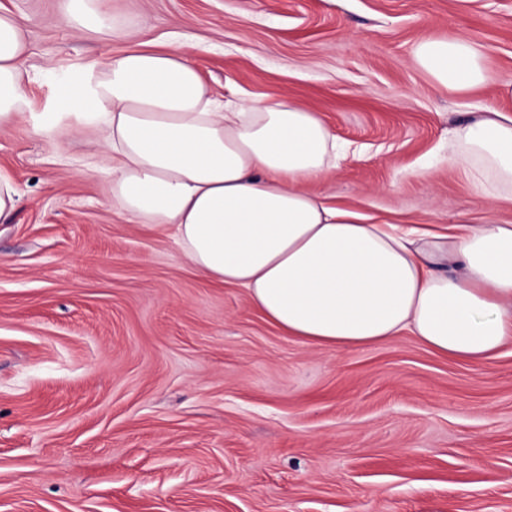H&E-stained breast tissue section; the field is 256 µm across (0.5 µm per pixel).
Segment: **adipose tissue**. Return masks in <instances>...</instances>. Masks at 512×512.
<instances>
[{"label":"adipose tissue","mask_w":512,"mask_h":512,"mask_svg":"<svg viewBox=\"0 0 512 512\" xmlns=\"http://www.w3.org/2000/svg\"><path fill=\"white\" fill-rule=\"evenodd\" d=\"M58 21L80 35L117 32L108 0H66ZM26 50L0 10V127L98 130L116 214L171 236L202 277L244 289L285 335L340 350L408 333L467 363L512 342V224L420 234L329 204L304 188L336 168L319 114L286 99L222 104L175 48L131 45L58 83L55 111L32 112ZM414 60L450 90L489 79L481 46L463 37L421 43ZM448 161L483 201H512V117L487 111L456 127Z\"/></svg>","instance_id":"ef3b65f1"}]
</instances>
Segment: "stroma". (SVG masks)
I'll list each match as a JSON object with an SVG mask.
<instances>
[{
  "label": "stroma",
  "mask_w": 512,
  "mask_h": 512,
  "mask_svg": "<svg viewBox=\"0 0 512 512\" xmlns=\"http://www.w3.org/2000/svg\"><path fill=\"white\" fill-rule=\"evenodd\" d=\"M64 0H0L27 34L31 109L132 44L184 45L224 101L288 97L348 147L306 183L439 234L491 218L450 130L457 93L413 58L464 36L512 78V0H111L121 35L76 36ZM87 139L0 129L19 198L0 217V512H512V343L442 357L410 334L330 351L285 336L243 289L112 209Z\"/></svg>",
  "instance_id": "obj_1"
}]
</instances>
